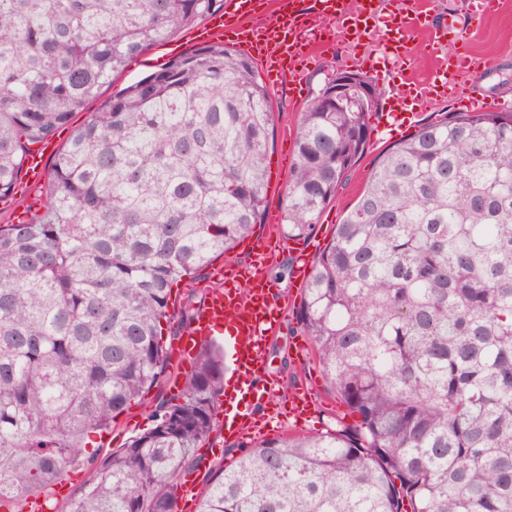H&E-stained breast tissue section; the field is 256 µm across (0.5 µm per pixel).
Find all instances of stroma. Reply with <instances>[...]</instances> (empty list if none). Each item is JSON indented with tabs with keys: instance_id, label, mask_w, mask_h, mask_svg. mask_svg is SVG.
Returning <instances> with one entry per match:
<instances>
[{
	"instance_id": "stroma-1",
	"label": "stroma",
	"mask_w": 512,
	"mask_h": 512,
	"mask_svg": "<svg viewBox=\"0 0 512 512\" xmlns=\"http://www.w3.org/2000/svg\"><path fill=\"white\" fill-rule=\"evenodd\" d=\"M419 2L422 7L432 9L435 25L450 23L462 29L467 35L471 54L486 61V70L475 81L476 91L489 99L503 97L512 100V0H499L496 12L479 25L470 21L465 0ZM192 48L193 44L189 42L188 33L184 30L151 46L141 56L129 62L124 72L113 80L112 91H119L138 81ZM355 56L364 57L363 72L367 75L384 65L373 46L346 41L343 33L338 32L321 46L311 64L304 70L300 89H293L289 85L272 89L275 130L273 146L268 154V212L278 214L282 211L288 175L294 159V133L299 113L305 105L304 93L310 92L312 87L322 82L334 70L352 69L351 59ZM460 109V104L455 100L436 98L428 111L417 115L411 124L403 126L393 136L371 139L365 154L352 169L335 202L323 212L313 234L304 239L303 244L308 252L315 256L322 251L334 226L341 223L351 209L380 152L409 138L423 123ZM295 264L294 253L285 250L265 270L267 280L276 289L275 297L278 302L289 301L293 304L277 333L268 340L267 360L270 372L277 382L275 394L278 399H287L296 387L308 381L316 383L318 395L317 404L306 422L297 425L291 419H284L279 429L283 435L333 431L350 426L356 421L355 415L328 390L314 353H307L301 360L295 357L294 344L303 335L295 309L296 303L300 301V282L295 277Z\"/></svg>"
}]
</instances>
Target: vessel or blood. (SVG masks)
Segmentation results:
<instances>
[{"label":"vessel or blood","mask_w":512,"mask_h":512,"mask_svg":"<svg viewBox=\"0 0 512 512\" xmlns=\"http://www.w3.org/2000/svg\"><path fill=\"white\" fill-rule=\"evenodd\" d=\"M257 9V0H235L231 16H253V24L243 30V49L259 63L267 82L275 86L285 82L300 84L307 58L322 45L324 35L333 30L351 34L357 42L379 33L378 49L387 67L378 77L394 86L396 92L377 123L378 132L407 121L409 108L426 110L440 95L466 99L475 110L489 106L487 99L470 92L473 78L482 72V64L470 54L464 34L456 31L449 35L432 27L427 11L418 7L415 0H398L392 9L385 8L384 0H368L367 15L363 18L351 12L348 0H317L313 13L299 9L296 0H289L287 10L260 21L255 18ZM414 29L427 31L433 50H440L447 38L456 43L457 49L452 62L438 67L429 83L407 92L402 83L405 37ZM263 267L257 257L237 266L234 283L219 285L209 293L207 302L174 349V362L184 372L190 368L203 339H228L234 369L230 382L224 385L218 412L225 438L237 442L263 434L266 424L280 414L272 396L275 383L270 378L266 348L287 308L276 301ZM316 397V386L300 385L289 398L291 412L298 416L307 413L315 405Z\"/></svg>","instance_id":"obj_1"}]
</instances>
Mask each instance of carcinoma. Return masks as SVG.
Returning a JSON list of instances; mask_svg holds the SVG:
<instances>
[{"label": "carcinoma", "mask_w": 512, "mask_h": 512, "mask_svg": "<svg viewBox=\"0 0 512 512\" xmlns=\"http://www.w3.org/2000/svg\"><path fill=\"white\" fill-rule=\"evenodd\" d=\"M224 0H0V201L74 115L40 193L0 224V508L178 512L220 430L201 346L179 396L119 448L94 437L170 384L194 285L264 223L275 119L253 60L203 45L101 102L149 46ZM327 77L297 124L279 230L312 234L369 144L379 97ZM100 102L96 111L89 106ZM346 430L237 445L197 512H512V109L453 112L383 152L301 290ZM84 478L61 499L52 486ZM32 185L31 183L23 184L22 187L19 189V192L17 194V198H19L21 195H24L26 198V201L24 203V206H18L14 205L13 202L11 204H2L0 202V224H11L16 223L18 220L22 219H28L33 216H43L45 213V208L43 207V201L44 197H41L39 200L36 194H33V192L28 191L26 186ZM26 205H30V211L27 213L26 211Z\"/></svg>", "instance_id": "carcinoma-1"}]
</instances>
